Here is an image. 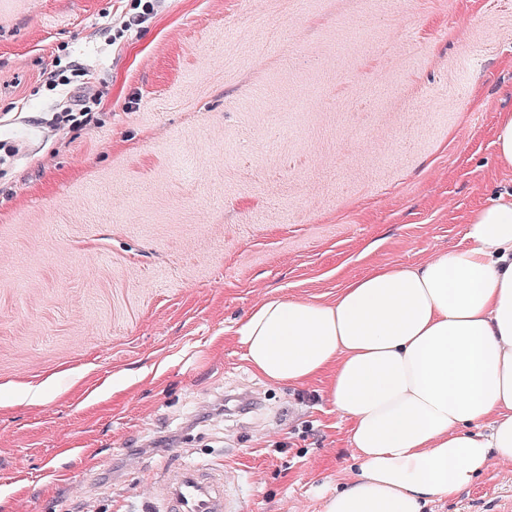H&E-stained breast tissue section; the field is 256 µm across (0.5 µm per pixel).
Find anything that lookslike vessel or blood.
<instances>
[{"instance_id":"b4317fda","label":"vessel or blood","mask_w":512,"mask_h":512,"mask_svg":"<svg viewBox=\"0 0 512 512\" xmlns=\"http://www.w3.org/2000/svg\"><path fill=\"white\" fill-rule=\"evenodd\" d=\"M231 470L176 454L150 478L153 512H244Z\"/></svg>"}]
</instances>
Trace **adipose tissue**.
I'll return each mask as SVG.
<instances>
[{
    "mask_svg": "<svg viewBox=\"0 0 512 512\" xmlns=\"http://www.w3.org/2000/svg\"><path fill=\"white\" fill-rule=\"evenodd\" d=\"M466 237L420 264L372 265L330 301L267 298L237 323L255 374L325 381L349 424L360 472L322 512H422L512 461V189Z\"/></svg>",
    "mask_w": 512,
    "mask_h": 512,
    "instance_id": "adipose-tissue-1",
    "label": "adipose tissue"
}]
</instances>
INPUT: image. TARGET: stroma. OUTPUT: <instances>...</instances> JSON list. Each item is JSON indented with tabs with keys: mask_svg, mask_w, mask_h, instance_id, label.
<instances>
[{
	"mask_svg": "<svg viewBox=\"0 0 512 512\" xmlns=\"http://www.w3.org/2000/svg\"><path fill=\"white\" fill-rule=\"evenodd\" d=\"M139 11L0 0V512H151L177 450L247 512H320L349 424L233 329L465 246L512 188V0H157L123 30ZM59 64L90 122L56 123ZM424 512H512V462ZM495 145L504 165L512 167V113L499 114L495 125Z\"/></svg>",
	"mask_w": 512,
	"mask_h": 512,
	"instance_id": "obj_1",
	"label": "stroma"
}]
</instances>
